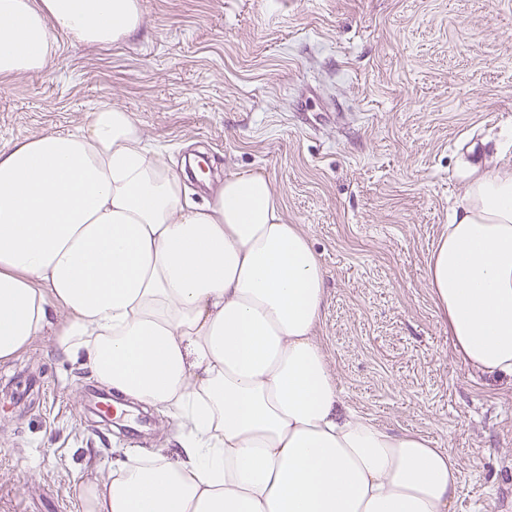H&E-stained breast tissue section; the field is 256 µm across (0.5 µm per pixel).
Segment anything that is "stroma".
Wrapping results in <instances>:
<instances>
[{
    "label": "stroma",
    "mask_w": 512,
    "mask_h": 512,
    "mask_svg": "<svg viewBox=\"0 0 512 512\" xmlns=\"http://www.w3.org/2000/svg\"><path fill=\"white\" fill-rule=\"evenodd\" d=\"M128 41L59 37L45 70L0 81V148L73 132L110 102L176 162L203 149L260 172L325 270L318 334L345 409L421 434L461 469L453 512H512V376L456 357L427 261L477 157L512 170V0H142ZM51 311L0 363V512H83L81 488L131 456H182L88 408Z\"/></svg>",
    "instance_id": "obj_1"
}]
</instances>
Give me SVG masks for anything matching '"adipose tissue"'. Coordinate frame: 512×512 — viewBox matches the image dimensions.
I'll return each instance as SVG.
<instances>
[{
  "label": "adipose tissue",
  "mask_w": 512,
  "mask_h": 512,
  "mask_svg": "<svg viewBox=\"0 0 512 512\" xmlns=\"http://www.w3.org/2000/svg\"><path fill=\"white\" fill-rule=\"evenodd\" d=\"M142 23L141 0H0V78L43 70L58 35L108 47ZM459 175L427 285L458 359L512 375V171ZM324 305L321 259L264 175L196 200L108 103L80 132L0 149V362L63 310L58 349L173 417L187 454L89 481L84 512H450L446 449L342 412Z\"/></svg>",
  "instance_id": "ef3b65f1"
}]
</instances>
